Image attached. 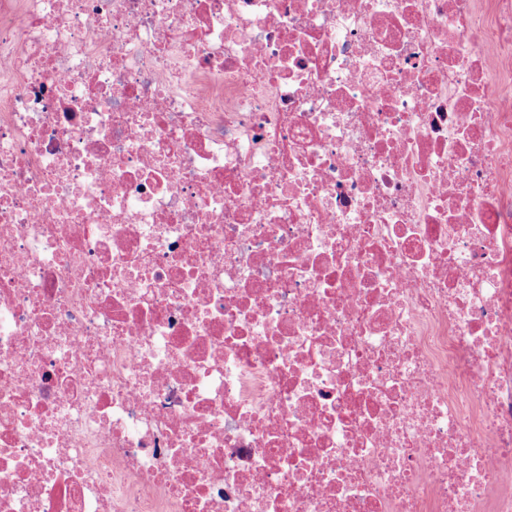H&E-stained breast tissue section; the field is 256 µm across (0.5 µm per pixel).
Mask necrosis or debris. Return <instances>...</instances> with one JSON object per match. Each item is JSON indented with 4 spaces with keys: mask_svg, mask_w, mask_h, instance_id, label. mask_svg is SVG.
Listing matches in <instances>:
<instances>
[{
    "mask_svg": "<svg viewBox=\"0 0 512 512\" xmlns=\"http://www.w3.org/2000/svg\"><path fill=\"white\" fill-rule=\"evenodd\" d=\"M0 512H512V0H0Z\"/></svg>",
    "mask_w": 512,
    "mask_h": 512,
    "instance_id": "necrosis-or-debris-1",
    "label": "necrosis or debris"
}]
</instances>
